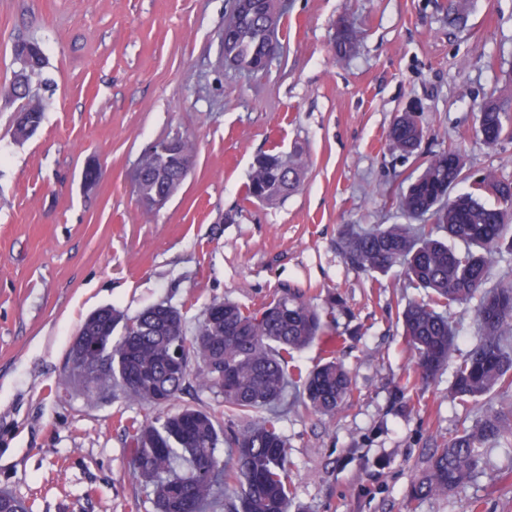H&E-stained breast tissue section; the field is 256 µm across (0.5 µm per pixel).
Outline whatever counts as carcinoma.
I'll return each instance as SVG.
<instances>
[{"mask_svg": "<svg viewBox=\"0 0 512 512\" xmlns=\"http://www.w3.org/2000/svg\"><path fill=\"white\" fill-rule=\"evenodd\" d=\"M239 22L224 32V46L235 69L246 70L270 53V25L277 24L268 0H245ZM470 0H453L448 23L464 22ZM358 47L354 27L336 29L333 49L339 62ZM479 132L484 145L495 148L512 136V116L497 99L480 108ZM388 138L402 152L420 147L423 129L415 113L403 112L393 121ZM192 145L158 156L149 167L161 169L182 183ZM300 149L282 161L277 153L258 156L252 166L245 199L273 203L295 191L307 174ZM465 162L450 146L423 163L420 174L396 205L409 220L428 217L431 224H377L361 229L348 224L336 249L352 268L376 278L395 265L424 296L405 306L402 323L407 346L415 359V376L422 383L449 372L451 398L484 409L470 425L461 424L448 443L435 449L425 469L411 484L407 503L446 495L470 484L483 471L484 453L512 436V413L495 408L491 395L512 389V279L491 283V269L503 254L512 255V181L488 171L469 190L455 196L449 189L464 179ZM492 195L497 205L482 202ZM475 304L476 343L460 361H452L457 328L441 309ZM123 316L103 307L89 316V336L104 337L103 369L125 394L153 407V389L174 404L189 378L202 391L222 399L224 408L243 425L224 437L209 412L184 407L162 418L146 417L126 426L133 446V473L151 487L155 512H208L223 498L235 500L230 512H288L293 496L287 443L279 423L288 392L303 396L311 409L331 416L351 402V373L329 359L304 373L292 365L294 353L312 344L328 329L318 309L300 296L282 294L259 308L230 300L214 301L193 334H187L180 310L155 303L130 318L131 335L113 338ZM179 344L184 365L171 367L167 352ZM224 369V382L217 373ZM227 444L226 457L218 455Z\"/></svg>", "mask_w": 512, "mask_h": 512, "instance_id": "cac0c4a2", "label": "carcinoma"}]
</instances>
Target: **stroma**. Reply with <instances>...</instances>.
<instances>
[{
    "label": "stroma",
    "instance_id": "obj_1",
    "mask_svg": "<svg viewBox=\"0 0 512 512\" xmlns=\"http://www.w3.org/2000/svg\"><path fill=\"white\" fill-rule=\"evenodd\" d=\"M449 0H287L270 69L244 75L222 60L228 0H0V490L28 512H155L131 472V420L166 415L68 375L84 319L111 306L128 317L164 300L195 329L230 299L256 308L282 291L330 321L295 363L328 357L350 369L353 401L334 417L293 402L280 423L294 489L289 512H512V451L492 448L465 488L406 507L435 448L478 406L448 398V374L413 380L401 313L422 292L401 267L371 282L336 249L346 224H401L395 197L428 154L455 145L475 179L512 180V138L483 144L480 107L512 113V0H475L448 23ZM360 33L337 62L333 25ZM38 42L28 84L44 108L14 135L8 95L14 47ZM414 111L424 129L404 156L387 138ZM193 145L183 183L146 207L133 175L151 144ZM302 148L297 192L247 201L256 156ZM102 172L86 189L89 164Z\"/></svg>",
    "mask_w": 512,
    "mask_h": 512
}]
</instances>
